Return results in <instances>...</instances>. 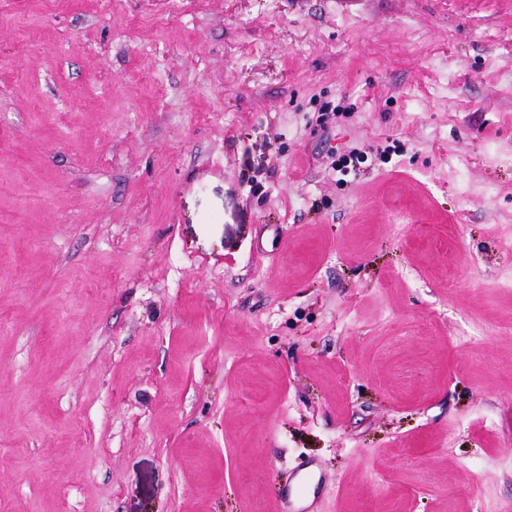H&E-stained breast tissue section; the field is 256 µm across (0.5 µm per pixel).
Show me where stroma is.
<instances>
[{
    "mask_svg": "<svg viewBox=\"0 0 512 512\" xmlns=\"http://www.w3.org/2000/svg\"><path fill=\"white\" fill-rule=\"evenodd\" d=\"M511 408L512 0H0V512H512Z\"/></svg>",
    "mask_w": 512,
    "mask_h": 512,
    "instance_id": "35a3bbf8",
    "label": "stroma"
}]
</instances>
